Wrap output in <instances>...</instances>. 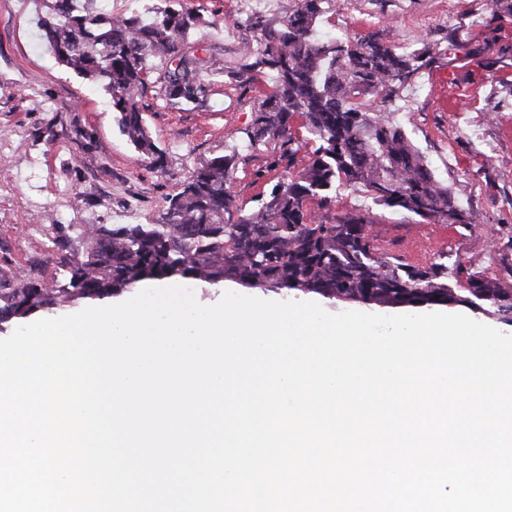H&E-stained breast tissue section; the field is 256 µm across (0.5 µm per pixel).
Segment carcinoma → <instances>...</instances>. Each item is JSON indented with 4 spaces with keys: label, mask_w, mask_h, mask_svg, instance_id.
<instances>
[{
    "label": "carcinoma",
    "mask_w": 512,
    "mask_h": 512,
    "mask_svg": "<svg viewBox=\"0 0 512 512\" xmlns=\"http://www.w3.org/2000/svg\"><path fill=\"white\" fill-rule=\"evenodd\" d=\"M40 20L57 61L109 95L122 133L150 163L162 150L145 124L139 98L153 64H164L161 93L173 103H192L205 92L209 61L189 43L199 17L190 9L155 8L112 14L94 0H46ZM287 16L256 14L247 24L256 46L242 51L238 78L252 84L273 77L246 132L247 146L271 140L288 146L296 173L272 185L256 207L238 206L228 172L234 156L197 166L167 200L155 224H93L77 239L59 227L51 261L65 283L23 272L0 288V323L50 311L59 303L120 295L146 280L226 279L246 288L314 292L327 298L401 307L465 306L512 322V287L476 279L467 294L448 284V264L415 267L378 252L366 218L321 217L310 203L328 206L339 181L359 183L373 202L430 224H468V213L436 176L401 126L365 102L393 103L400 91L439 54L438 45L405 51L372 35L318 34V20L335 0H294ZM316 148L303 166L297 154Z\"/></svg>",
    "instance_id": "cac0c4a2"
}]
</instances>
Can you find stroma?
I'll use <instances>...</instances> for the list:
<instances>
[{"label": "stroma", "instance_id": "35a3bbf8", "mask_svg": "<svg viewBox=\"0 0 512 512\" xmlns=\"http://www.w3.org/2000/svg\"><path fill=\"white\" fill-rule=\"evenodd\" d=\"M168 2L201 17L193 41L215 64L196 102L171 107L150 80L141 107L163 164H146L119 129L107 96L56 61L43 37L41 0H0V279L19 270L55 274L52 237L58 224H153L168 197L202 162L229 153L236 202L254 206L285 169L280 142L249 148L250 126L271 77L249 85L227 70L253 39L241 26L237 0H107L115 12H141ZM482 14L480 26L471 17ZM323 32L375 35L406 50L437 44L442 53L390 107L437 177L469 213L467 224H428L373 204L366 188L341 183L330 216L367 217L379 252L417 266L447 255L450 282L470 277L512 286V16L493 0H336ZM269 301L310 300L327 312L394 314L391 306L329 299L313 293L252 288Z\"/></svg>", "mask_w": 512, "mask_h": 512}]
</instances>
